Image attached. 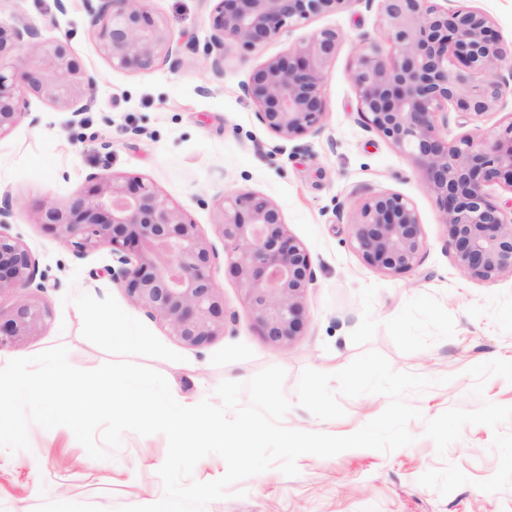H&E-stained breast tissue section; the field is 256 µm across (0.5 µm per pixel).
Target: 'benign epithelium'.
I'll list each match as a JSON object with an SVG mask.
<instances>
[{"label": "benign epithelium", "mask_w": 512, "mask_h": 512, "mask_svg": "<svg viewBox=\"0 0 512 512\" xmlns=\"http://www.w3.org/2000/svg\"><path fill=\"white\" fill-rule=\"evenodd\" d=\"M100 49L118 69L148 70L176 60L191 43L176 39L141 0H84ZM353 0H217L212 15L211 69L224 73V54L256 50L285 29L333 13ZM379 29L390 45H363L351 80L364 128L387 140L418 166L424 188L439 205L446 248L467 278L494 281L512 275V198H492L493 187L512 190V121L495 131L479 128L450 143L439 124L448 107L473 119L504 108L509 82L500 78L505 53L488 16L458 0H378ZM340 34L314 31L254 68L241 85L256 118L282 139L316 132L327 113L325 69ZM16 49L24 50L18 59ZM68 47L46 42L31 22L0 24V135L27 113L28 97L60 104L71 124H83V87ZM218 232L230 257L228 272L244 296L262 336L274 346L304 330L305 295L315 279L312 257L286 228L282 212L255 193H223ZM15 215L9 194L0 197V293L14 304L0 308V347L41 334L50 318L47 276L32 250L7 233ZM36 223L75 257L110 249L111 281L172 336L201 348L224 334L234 319L212 274L215 249L198 225L151 184L137 177L91 173L83 190L64 202L47 200ZM355 249L370 267L389 274L413 270L425 247L422 225L401 194H366L354 216Z\"/></svg>", "instance_id": "1"}]
</instances>
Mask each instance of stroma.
I'll return each mask as SVG.
<instances>
[{
	"mask_svg": "<svg viewBox=\"0 0 512 512\" xmlns=\"http://www.w3.org/2000/svg\"><path fill=\"white\" fill-rule=\"evenodd\" d=\"M145 4L190 46L176 62L129 71L113 68L101 54L84 0H69L64 13L55 0H0V23L28 18L44 40L66 42L76 66L96 78L86 92L92 103L84 126L70 125L66 108L34 98L29 112L0 136V195L10 194L16 202L11 230L21 234L51 284L47 328L24 344L0 348V367L57 345L68 348L70 363L80 369L113 361V354L82 337L78 309L62 301L69 292L113 295L181 354L178 362L135 359L163 374L181 403L200 402L212 397L221 381L244 382L273 365L285 369L284 391L294 399L304 369L335 373L373 349L394 370L448 379L412 397L423 414L409 424L414 444L390 453L306 454L297 460V476L269 469L239 482L240 496L214 501L206 512H512V488L488 493L477 487L498 467L491 428L465 427L442 457L423 435L425 420L452 407L472 410L483 399L512 406L511 383L488 379L479 400L470 394L473 380L467 374L468 368L496 358L512 361V277L482 282L459 272L444 246L439 206L423 187L414 160L359 122L350 68L356 50L381 37L377 7L352 0L346 8L283 31L261 49L227 53L224 72L217 75L208 67L214 0ZM468 4L490 18L507 55L501 74L512 75V0ZM327 27L339 32L340 42L326 68L323 126L316 133L281 139L258 123L256 108L240 86L256 66ZM92 172L153 183L197 224L217 251L214 282L235 316L223 335L201 348L184 345L112 284L105 273L112 263L109 249L76 258L36 224L38 205L73 197ZM368 189L399 193L415 207L426 241L415 270L389 274L369 267L356 252L351 222ZM225 192H253L273 201L288 231L312 257L316 278L306 294V325L289 345L276 347L261 336L239 282L227 272L215 226ZM388 403L383 395L347 399L345 416L330 421L294 405L283 423L346 436ZM29 437L30 450H0V512H33L45 500L90 503L111 512L163 496L158 475L167 454L163 435L125 433L121 449L108 460L91 458L64 426H34ZM448 462L469 477L468 485L445 497L420 485L425 472Z\"/></svg>",
	"mask_w": 512,
	"mask_h": 512,
	"instance_id": "obj_1",
	"label": "stroma"
}]
</instances>
